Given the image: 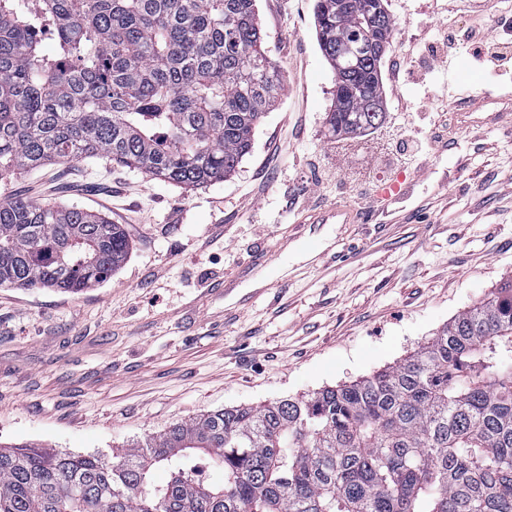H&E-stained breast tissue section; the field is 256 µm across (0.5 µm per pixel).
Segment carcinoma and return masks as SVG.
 <instances>
[{
	"label": "carcinoma",
	"mask_w": 512,
	"mask_h": 512,
	"mask_svg": "<svg viewBox=\"0 0 512 512\" xmlns=\"http://www.w3.org/2000/svg\"><path fill=\"white\" fill-rule=\"evenodd\" d=\"M315 0L323 56L352 47L334 136L380 125L387 10ZM256 0H0V184L105 158L194 188L252 148L282 76ZM121 224L0 194V288L79 294L126 261ZM223 470L198 478L200 462ZM169 471L164 484L153 481ZM0 512H512V279L404 362L266 405L178 422L116 462L0 445Z\"/></svg>",
	"instance_id": "1"
}]
</instances>
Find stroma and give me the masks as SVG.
Masks as SVG:
<instances>
[{"label": "stroma", "instance_id": "obj_1", "mask_svg": "<svg viewBox=\"0 0 512 512\" xmlns=\"http://www.w3.org/2000/svg\"><path fill=\"white\" fill-rule=\"evenodd\" d=\"M447 0H385L394 50L453 25ZM276 107L224 180L183 188L99 158L17 178L9 194L106 214L130 253L112 278L73 295L0 288V444L35 442L117 459L133 441L238 405L298 397L398 365L512 278V60L453 51L425 79L394 82L385 119L348 137L327 130L335 75L314 0H257ZM455 116L454 143L421 160H379L400 136L397 109ZM403 183L394 202L378 195ZM369 184L363 200L354 189ZM344 201L372 224L327 225L335 261L289 243L295 222ZM264 250L267 263L245 268ZM292 279L266 290L274 269ZM232 284L211 294L216 282Z\"/></svg>", "mask_w": 512, "mask_h": 512}]
</instances>
